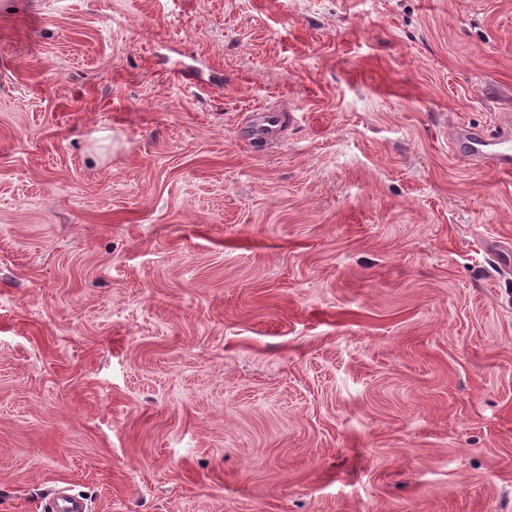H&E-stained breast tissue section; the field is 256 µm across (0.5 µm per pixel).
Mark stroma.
<instances>
[{"mask_svg":"<svg viewBox=\"0 0 512 512\" xmlns=\"http://www.w3.org/2000/svg\"><path fill=\"white\" fill-rule=\"evenodd\" d=\"M507 107L512 0H0V512H512ZM449 140L455 151L470 162L489 167L502 174H511V113H498V122L490 130L455 125Z\"/></svg>","mask_w":512,"mask_h":512,"instance_id":"stroma-1","label":"stroma"}]
</instances>
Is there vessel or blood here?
<instances>
[{"mask_svg": "<svg viewBox=\"0 0 512 512\" xmlns=\"http://www.w3.org/2000/svg\"><path fill=\"white\" fill-rule=\"evenodd\" d=\"M450 142L470 162L502 174L512 173V114L499 113L492 129L454 126Z\"/></svg>", "mask_w": 512, "mask_h": 512, "instance_id": "1", "label": "vessel or blood"}]
</instances>
